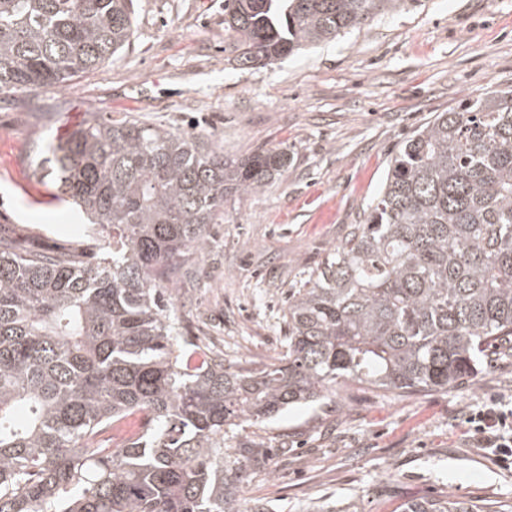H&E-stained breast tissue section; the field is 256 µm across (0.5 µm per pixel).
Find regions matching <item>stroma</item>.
Here are the masks:
<instances>
[{"instance_id":"stroma-1","label":"stroma","mask_w":512,"mask_h":512,"mask_svg":"<svg viewBox=\"0 0 512 512\" xmlns=\"http://www.w3.org/2000/svg\"><path fill=\"white\" fill-rule=\"evenodd\" d=\"M129 47L56 92L0 94V228L27 249L75 243L84 216L35 175L64 138L51 114L90 110L214 141L226 156L288 154L264 191L229 198L211 245L173 299L185 336L224 362L262 365L283 350V312L353 225L364 223L393 151L466 97L512 87V0H402L360 28L264 67L237 65L224 0H134ZM512 404V349L448 392L395 396L346 382L334 399L256 427L287 441L249 497L277 512H399L448 496L512 504V465L476 448L464 419L489 398Z\"/></svg>"}]
</instances>
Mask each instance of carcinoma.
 Returning <instances> with one entry per match:
<instances>
[{
    "mask_svg": "<svg viewBox=\"0 0 512 512\" xmlns=\"http://www.w3.org/2000/svg\"><path fill=\"white\" fill-rule=\"evenodd\" d=\"M399 0H224L243 68L361 26ZM133 36V0H0V93L64 88ZM45 162L99 254L0 234V512H240L274 448L247 433L345 381L448 391L512 341V89L438 112L396 150L365 223L288 298L263 367L184 338L170 307L224 200L263 191L284 151L241 158L93 112ZM144 431L116 442V425ZM402 512H486L452 496Z\"/></svg>",
    "mask_w": 512,
    "mask_h": 512,
    "instance_id": "obj_1",
    "label": "carcinoma"
}]
</instances>
